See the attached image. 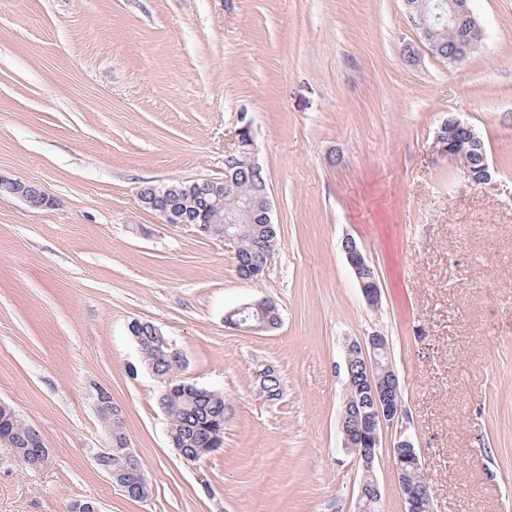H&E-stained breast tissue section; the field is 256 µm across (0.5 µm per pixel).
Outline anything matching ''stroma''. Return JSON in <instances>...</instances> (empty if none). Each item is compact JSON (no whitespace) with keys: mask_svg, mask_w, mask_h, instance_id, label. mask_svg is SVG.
Listing matches in <instances>:
<instances>
[{"mask_svg":"<svg viewBox=\"0 0 512 512\" xmlns=\"http://www.w3.org/2000/svg\"><path fill=\"white\" fill-rule=\"evenodd\" d=\"M482 38L456 66L402 0H0V402L43 437L41 470L0 445V512H355L341 446L345 339L389 338L403 417L382 435L381 512H405L389 459L412 436L432 512H512V0H472ZM413 58H405V44ZM247 113L278 244L258 282L222 243L167 224L145 185L220 179ZM489 150V184L440 156L448 115ZM374 266L369 308L341 251ZM277 303L250 334L233 308ZM224 396L222 448L171 446L132 321ZM272 365L279 401L260 396ZM104 388L149 483L133 501L94 464Z\"/></svg>","mask_w":512,"mask_h":512,"instance_id":"35a3bbf8","label":"stroma"}]
</instances>
